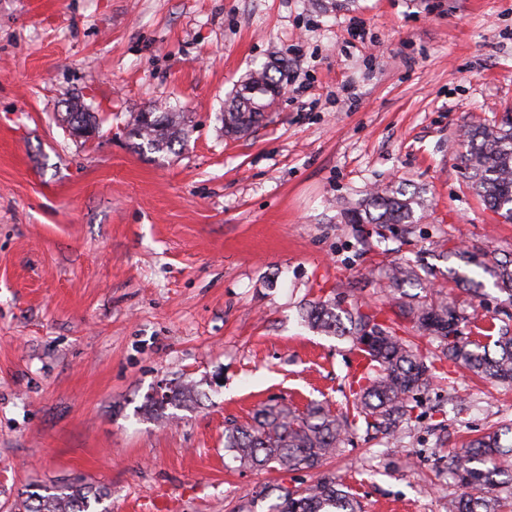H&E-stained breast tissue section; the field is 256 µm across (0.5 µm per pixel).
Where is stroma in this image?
Segmentation results:
<instances>
[{
    "instance_id": "1",
    "label": "stroma",
    "mask_w": 512,
    "mask_h": 512,
    "mask_svg": "<svg viewBox=\"0 0 512 512\" xmlns=\"http://www.w3.org/2000/svg\"><path fill=\"white\" fill-rule=\"evenodd\" d=\"M277 57L287 90L224 133V101ZM97 119L71 135L67 106ZM189 135H129L152 108ZM512 110V0H0V512L81 477L107 512H268L313 471L230 467L224 430L263 404L341 408L349 340L308 328L344 293L393 311L382 268L501 324L503 297L454 283L462 251L512 257V223L465 185L462 134ZM424 197L415 224H348L373 189ZM199 385L170 421L162 387ZM383 440L358 424L324 469L362 512H448V459L512 423V385L445 362Z\"/></svg>"
}]
</instances>
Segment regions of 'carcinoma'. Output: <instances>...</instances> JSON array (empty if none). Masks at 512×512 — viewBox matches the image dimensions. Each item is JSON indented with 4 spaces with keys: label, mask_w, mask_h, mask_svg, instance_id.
Here are the masks:
<instances>
[{
    "label": "carcinoma",
    "mask_w": 512,
    "mask_h": 512,
    "mask_svg": "<svg viewBox=\"0 0 512 512\" xmlns=\"http://www.w3.org/2000/svg\"><path fill=\"white\" fill-rule=\"evenodd\" d=\"M284 84L282 66L265 62L246 75L239 89L224 104V131L230 135L258 125L271 110L275 90ZM69 125L96 126V118L78 99L69 103ZM130 136L146 142L156 153L173 151L185 139L174 112L149 110L138 114ZM461 163L470 188L495 213L512 220V113L488 124L469 128ZM415 195L401 191L372 192L349 209V224H412ZM488 275L512 306V260L487 259L478 253L466 257ZM390 291L420 279L410 266L396 265L385 272ZM396 320L386 323L379 312L345 299L317 300L303 310L304 320L328 336L348 339L363 356L359 377L350 386L352 412L335 414L319 402L305 410L266 405L251 421L224 433V449L239 466L263 470H317L339 453L354 424L395 435L400 424L413 417L411 394L430 385L435 362L448 359L473 373L500 382H512V331L499 329L494 350L478 340L462 338L461 317L446 297L423 302L394 297ZM408 323L431 338L438 352L398 334L395 325ZM198 401L197 384L185 383L151 402L155 412L165 405ZM449 471L465 492L448 501V512H500L512 500V423L471 440L453 455ZM277 503L272 512H360L353 495L336 477L323 473L304 489L277 485L271 489ZM107 492L94 490L81 479L45 485L21 502L22 512H94Z\"/></svg>",
    "instance_id": "1"
}]
</instances>
